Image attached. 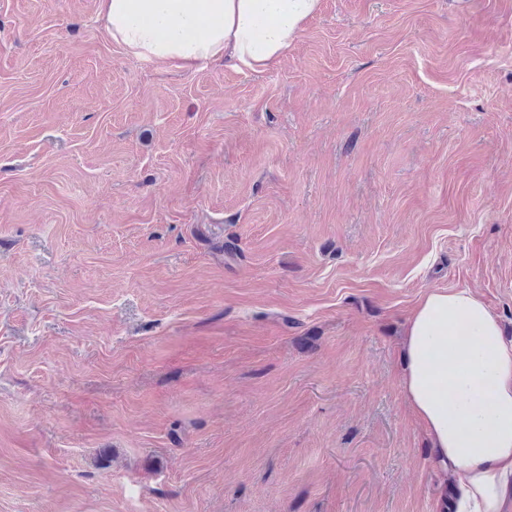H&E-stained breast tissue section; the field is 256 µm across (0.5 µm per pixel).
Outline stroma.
<instances>
[{
	"mask_svg": "<svg viewBox=\"0 0 512 512\" xmlns=\"http://www.w3.org/2000/svg\"><path fill=\"white\" fill-rule=\"evenodd\" d=\"M432 288L512 335V0H322L264 74L0 0V512H435Z\"/></svg>",
	"mask_w": 512,
	"mask_h": 512,
	"instance_id": "1",
	"label": "stroma"
}]
</instances>
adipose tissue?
<instances>
[{
  "mask_svg": "<svg viewBox=\"0 0 512 512\" xmlns=\"http://www.w3.org/2000/svg\"><path fill=\"white\" fill-rule=\"evenodd\" d=\"M320 0H98L112 40L148 62L275 69ZM402 387L446 477L449 512H512V341L473 291L434 288L407 320Z\"/></svg>",
  "mask_w": 512,
  "mask_h": 512,
  "instance_id": "ef3b65f1",
  "label": "adipose tissue"
}]
</instances>
